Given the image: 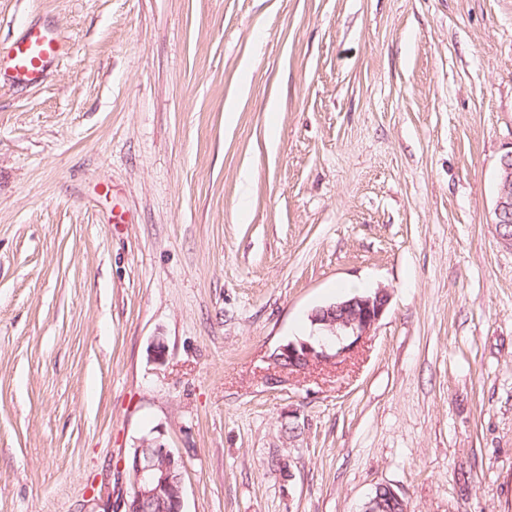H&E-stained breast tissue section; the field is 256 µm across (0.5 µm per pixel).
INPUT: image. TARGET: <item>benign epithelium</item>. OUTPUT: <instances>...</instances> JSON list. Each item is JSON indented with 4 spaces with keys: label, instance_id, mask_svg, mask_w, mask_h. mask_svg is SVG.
<instances>
[{
    "label": "benign epithelium",
    "instance_id": "benign-epithelium-1",
    "mask_svg": "<svg viewBox=\"0 0 512 512\" xmlns=\"http://www.w3.org/2000/svg\"><path fill=\"white\" fill-rule=\"evenodd\" d=\"M495 232L500 243L512 248V233L504 231L512 224V151L500 159L499 185L493 209ZM389 301L385 289L373 293L340 298L312 315L313 324L321 326V337L315 341H290L271 356L277 368L304 369L314 363L330 362L343 357L375 328ZM176 453L158 438H143L135 448L129 469L137 499H124L120 512H148L149 505L169 499L184 512L183 482L172 478ZM361 512H409L406 502L389 485L377 487L375 495Z\"/></svg>",
    "mask_w": 512,
    "mask_h": 512
}]
</instances>
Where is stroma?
Returning a JSON list of instances; mask_svg holds the SVG:
<instances>
[{"label": "stroma", "mask_w": 512, "mask_h": 512, "mask_svg": "<svg viewBox=\"0 0 512 512\" xmlns=\"http://www.w3.org/2000/svg\"><path fill=\"white\" fill-rule=\"evenodd\" d=\"M38 22L64 57L0 85V512H111L150 434L184 512H512V0H0V49ZM379 288L353 353L274 370ZM492 224L500 243L512 248V233L503 231L506 225L512 224V151L500 159L499 185ZM406 502L389 485L377 487L375 495L363 506L360 512H409Z\"/></svg>", "instance_id": "1"}]
</instances>
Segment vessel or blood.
Segmentation results:
<instances>
[{"instance_id":"b4317fda","label":"vessel or blood","mask_w":512,"mask_h":512,"mask_svg":"<svg viewBox=\"0 0 512 512\" xmlns=\"http://www.w3.org/2000/svg\"><path fill=\"white\" fill-rule=\"evenodd\" d=\"M65 52V44L53 28L29 26L8 51L0 52V82L22 88L39 85Z\"/></svg>"}]
</instances>
